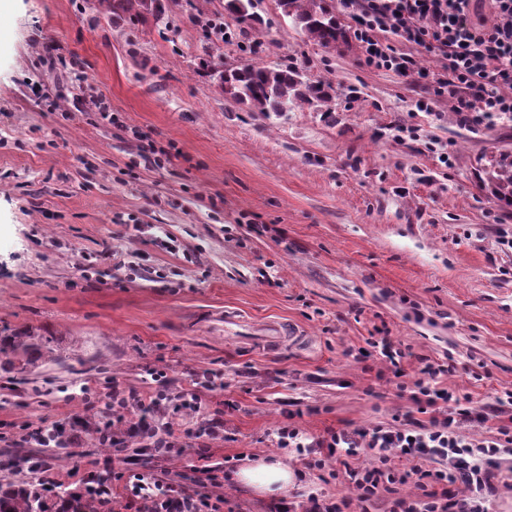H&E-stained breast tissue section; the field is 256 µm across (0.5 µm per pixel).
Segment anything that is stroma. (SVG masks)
Returning a JSON list of instances; mask_svg holds the SVG:
<instances>
[{
    "label": "stroma",
    "mask_w": 512,
    "mask_h": 512,
    "mask_svg": "<svg viewBox=\"0 0 512 512\" xmlns=\"http://www.w3.org/2000/svg\"><path fill=\"white\" fill-rule=\"evenodd\" d=\"M0 11V337L51 339L24 374L0 358V482L30 479L20 460L50 463L69 489L88 480L92 435L57 452L17 443L26 426L88 418L82 386L142 393L155 369L187 388L213 370L224 388L201 398L224 435L207 458L188 448L167 468L276 457L297 475L287 496L230 482V507L309 512L311 498L351 490L277 447L282 422L311 438L400 424L420 355L455 357L442 383L474 402L512 389V253L497 247L512 206L480 184L482 160L512 152V123L475 135L447 101L417 112L413 82L365 67L355 39L308 41L277 0H260L245 49L193 20L219 13L238 29L224 0H176L165 27L97 0H0ZM216 56L294 61L335 83V114L249 111L209 76ZM81 90L111 117L74 105ZM403 121L419 140L394 139ZM283 322L296 342H257ZM381 327L412 352L402 376L364 346Z\"/></svg>",
    "instance_id": "1"
}]
</instances>
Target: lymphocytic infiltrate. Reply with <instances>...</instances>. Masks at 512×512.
<instances>
[{
  "mask_svg": "<svg viewBox=\"0 0 512 512\" xmlns=\"http://www.w3.org/2000/svg\"><path fill=\"white\" fill-rule=\"evenodd\" d=\"M471 0H338V8L351 22L362 63L377 71L411 78L421 86L418 111L432 114L438 98L448 100L460 125L480 133L497 122L512 121V0H490L493 19L475 23ZM412 44L433 51L436 69H428L402 49ZM418 377L409 398L418 415L403 425H377L328 432L308 439L295 425L282 423L277 445L296 449L309 468L321 470L327 461L341 466L351 496L335 501L313 499L311 512H367L373 503L382 512H486L503 463L512 457V424L499 422L505 408H512V389L501 391L495 406L473 405L439 385L441 377L455 372L456 361L420 358ZM218 373L195 374L190 388L173 391L161 381L148 394L109 385L84 390L89 409L104 407L113 413L136 412V420L124 423L114 434L111 421L95 428V442L104 448L92 487L100 496V512H115L112 496L113 458L123 455L130 440L145 442L157 461L170 460L177 448L205 450L207 440L222 436L224 421L213 417L197 426L183 423L186 413L199 412L201 391L218 390ZM496 421L493 435H464L465 421ZM369 452L371 465L355 459ZM413 484L414 492L400 488ZM224 481L212 467L200 474H170L169 470L138 477L127 512H224L219 489ZM462 494H454V487Z\"/></svg>",
  "mask_w": 512,
  "mask_h": 512,
  "instance_id": "lymphocytic-infiltrate-1",
  "label": "lymphocytic infiltrate"
}]
</instances>
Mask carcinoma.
Returning <instances> with one entry per match:
<instances>
[{
    "label": "carcinoma",
    "mask_w": 512,
    "mask_h": 512,
    "mask_svg": "<svg viewBox=\"0 0 512 512\" xmlns=\"http://www.w3.org/2000/svg\"><path fill=\"white\" fill-rule=\"evenodd\" d=\"M256 0H225L224 10L242 24L261 22L255 12ZM283 14L292 19L308 40L329 48L346 37L345 29L326 6V0H279ZM166 12L159 0H112V14L150 15L158 22ZM224 94L246 104L253 112L278 115L304 106H324L336 97L331 80L310 77L291 64H225L217 73ZM483 183L497 199L512 205V153L490 157L482 164ZM40 344L31 336L0 339V355L24 373L39 356ZM0 512H44L42 498L28 484L0 483ZM59 512H97L95 501L86 495L60 496Z\"/></svg>",
    "instance_id": "obj_1"
}]
</instances>
